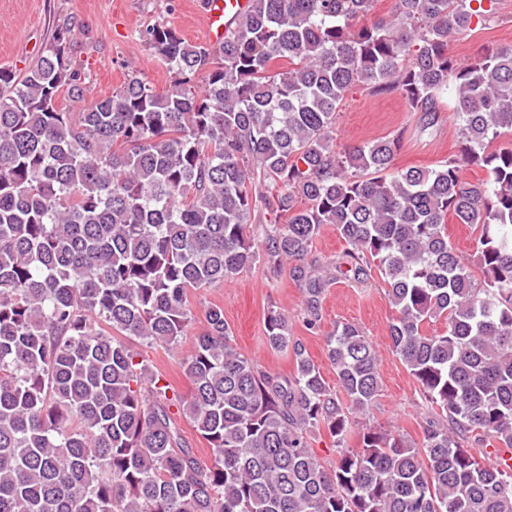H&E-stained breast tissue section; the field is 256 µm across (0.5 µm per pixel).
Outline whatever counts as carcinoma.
I'll return each instance as SVG.
<instances>
[{"mask_svg":"<svg viewBox=\"0 0 512 512\" xmlns=\"http://www.w3.org/2000/svg\"><path fill=\"white\" fill-rule=\"evenodd\" d=\"M498 3L394 0L366 24L373 0H251L215 46L155 24L161 94L134 75L86 100L69 20L24 73L0 67V512H512V466L487 460L512 449V43L448 52ZM354 88L400 95L422 132L453 103L458 153L396 169L406 128L336 149ZM450 216L476 232L468 259ZM325 224L346 244L334 266L312 256ZM257 263L297 282L310 332L331 281L378 272L392 351L432 408L420 441L367 425L347 446L382 390L353 323L325 337L337 391L274 307L289 375L242 356L218 305L181 359L190 397L138 360L135 342L179 353L189 289Z\"/></svg>","mask_w":512,"mask_h":512,"instance_id":"carcinoma-1","label":"carcinoma"}]
</instances>
